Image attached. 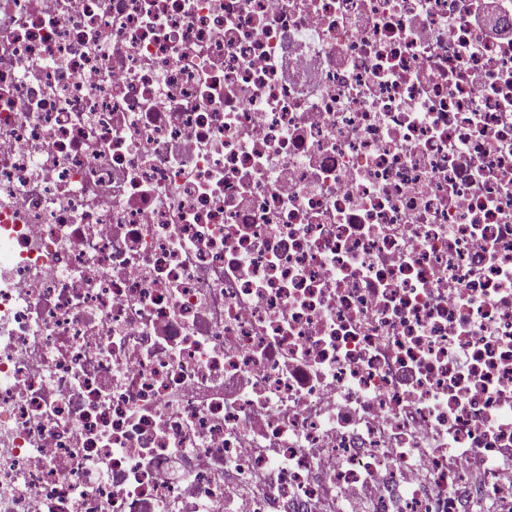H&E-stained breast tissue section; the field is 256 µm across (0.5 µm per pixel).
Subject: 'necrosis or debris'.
Masks as SVG:
<instances>
[{
	"label": "necrosis or debris",
	"mask_w": 512,
	"mask_h": 512,
	"mask_svg": "<svg viewBox=\"0 0 512 512\" xmlns=\"http://www.w3.org/2000/svg\"><path fill=\"white\" fill-rule=\"evenodd\" d=\"M501 448L512 0H0V512H471ZM377 488L374 484L365 482L350 490H346L336 495V498L330 502L321 505H315L317 511H323V508L334 512H353L350 508L357 509L358 512H374L376 507Z\"/></svg>",
	"instance_id": "1"
}]
</instances>
